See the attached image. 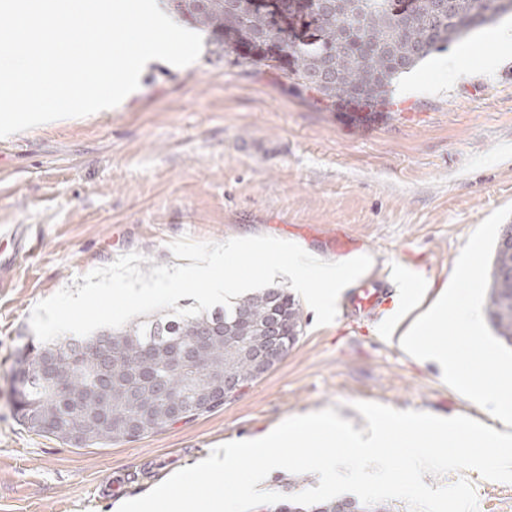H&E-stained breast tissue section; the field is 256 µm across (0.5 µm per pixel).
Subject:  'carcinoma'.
I'll list each match as a JSON object with an SVG mask.
<instances>
[{
    "mask_svg": "<svg viewBox=\"0 0 512 512\" xmlns=\"http://www.w3.org/2000/svg\"><path fill=\"white\" fill-rule=\"evenodd\" d=\"M189 23L211 35L213 53L276 67L292 85L324 99L374 110L383 104L394 79L431 54L460 40L495 17L512 12V0H409L394 13V0H309L306 16L318 39L292 43L258 0H167ZM280 54L269 53V48ZM504 224L489 269L485 313L494 334L512 346V244ZM288 326L282 355L297 343L303 313L282 288H263L232 306H215L196 317L171 311L144 317L90 337L70 336L36 344L23 354L24 387L17 399L22 425L38 436L69 440L63 428L89 427L79 448L129 442L164 430L185 418L214 412L232 395L224 378L243 386L260 377L254 353L265 346L268 327ZM99 340L90 351L89 340ZM147 411L134 431L129 421ZM388 512L356 500L335 499L304 507L294 502L266 512Z\"/></svg>",
    "mask_w": 512,
    "mask_h": 512,
    "instance_id": "1",
    "label": "carcinoma"
}]
</instances>
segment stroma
I'll use <instances>...</instances> for the list:
<instances>
[{
    "label": "stroma",
    "instance_id": "stroma-1",
    "mask_svg": "<svg viewBox=\"0 0 512 512\" xmlns=\"http://www.w3.org/2000/svg\"><path fill=\"white\" fill-rule=\"evenodd\" d=\"M487 28L451 44L468 77L433 53L363 112L320 101L278 69L202 50L176 67L151 64L125 103L0 138V512H110L213 448L285 419L333 408L360 423L357 401L439 417L497 420L393 339L344 315L327 325L303 310V333L272 370L223 408L131 442L76 448L29 433L14 405L34 305L89 271L137 252L142 272L179 263L171 241L268 235L324 260L342 232L374 263L425 289L417 318L446 289L462 247L512 204V44ZM499 59L486 69L482 58ZM122 478L119 492L106 481ZM466 478L478 512H512V484Z\"/></svg>",
    "mask_w": 512,
    "mask_h": 512
}]
</instances>
